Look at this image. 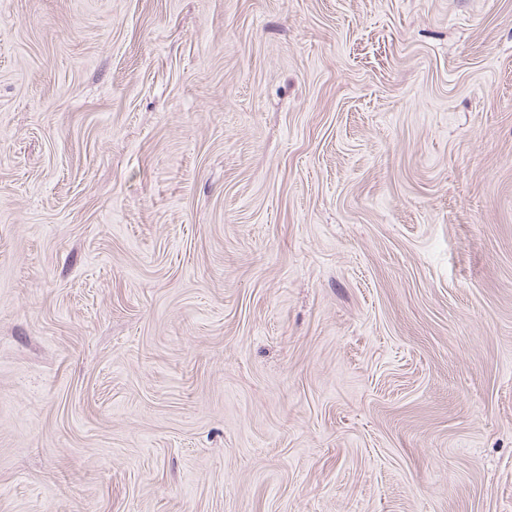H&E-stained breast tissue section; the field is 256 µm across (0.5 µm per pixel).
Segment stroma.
I'll use <instances>...</instances> for the list:
<instances>
[{"label": "stroma", "mask_w": 512, "mask_h": 512, "mask_svg": "<svg viewBox=\"0 0 512 512\" xmlns=\"http://www.w3.org/2000/svg\"><path fill=\"white\" fill-rule=\"evenodd\" d=\"M0 512H512V0H0Z\"/></svg>", "instance_id": "1"}]
</instances>
